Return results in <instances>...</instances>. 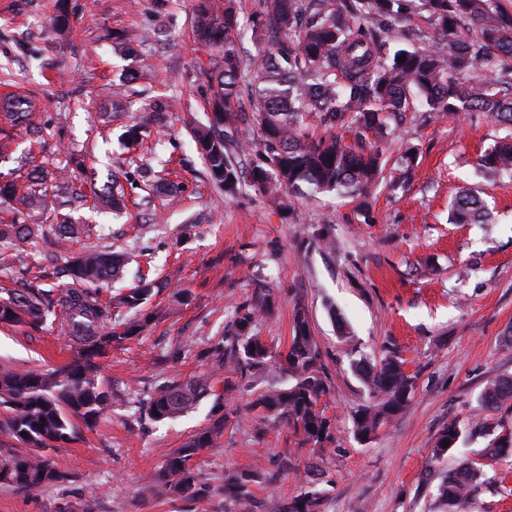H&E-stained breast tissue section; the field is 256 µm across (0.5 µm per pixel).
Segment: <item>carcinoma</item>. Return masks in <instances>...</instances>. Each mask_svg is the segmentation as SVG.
Returning <instances> with one entry per match:
<instances>
[{"label":"carcinoma","instance_id":"1","mask_svg":"<svg viewBox=\"0 0 512 512\" xmlns=\"http://www.w3.org/2000/svg\"><path fill=\"white\" fill-rule=\"evenodd\" d=\"M410 0H260L259 35L254 58L257 70L248 76L233 33L239 26L234 0H197L193 28L198 43L215 54L212 66L200 69L211 91L207 120L187 119L194 142L203 156L212 182L228 196L244 186L270 199L307 192L347 194L359 199L368 212V189L378 181L384 161L367 136L382 139L391 125L399 124L419 100L440 118H457L465 112H486L499 124L512 126V17L494 8V0H422L434 18L440 36L422 45L413 44L389 54L384 37L407 15ZM406 56L403 62L400 56ZM249 102L250 113L235 107ZM5 120L14 126L33 127L31 103L14 97L0 104ZM315 114L326 135L313 137L306 119ZM259 129V149L248 175H243L232 151L251 149L239 138L246 121ZM478 165L493 176L512 172V139L495 142L479 156ZM28 192L17 197L14 181L0 186V198L20 200L26 210L11 223L0 224V239L21 241L43 232L42 197L48 186L42 173H24ZM455 224H486L483 200L471 190H461L451 205ZM85 230L62 219L56 225L58 243L65 244ZM125 259L101 250L99 245L71 253L62 269L71 287L54 294L27 283L4 289L0 297V324L41 328L58 323L79 357L53 370L6 371L0 374V408L6 415L0 430L31 448L25 456L0 463V483L25 493L61 483L67 474L42 451L71 440L78 417L93 424L112 401L100 388V366L112 343L133 334L131 325L120 335L101 333L112 310L140 309L157 287L139 278L138 286L118 292L109 302L100 289L123 272ZM269 304V294L259 289L237 311L234 332L215 348L214 364L230 366L242 374L257 375L266 369L271 351L251 334L258 314ZM380 363L355 369L368 394L366 404L353 415L355 435L367 441L384 424L394 421L411 402L416 376L404 370L395 345L383 347ZM283 371L287 379L270 382L257 395L255 405L278 424L293 428L301 441L323 448L330 439V420L321 402L329 388L321 370V354L303 314L296 315ZM210 379L198 377L184 385L161 383L148 395L141 410L153 421L174 419L210 395ZM512 400V378L490 381L476 407V426L488 437L484 457L512 452V430L489 424L483 414ZM211 425L201 429L166 459L148 489L194 501L193 460L223 432L227 414L211 409ZM462 431L451 419L439 430L426 466L458 449ZM257 471H224V494L237 512H253L251 483ZM485 481L484 463L461 461L455 472L441 478L437 499L448 512H465L471 489ZM322 491L311 480L283 512H318Z\"/></svg>","mask_w":512,"mask_h":512}]
</instances>
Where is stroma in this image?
Here are the masks:
<instances>
[{
  "instance_id": "1",
  "label": "stroma",
  "mask_w": 512,
  "mask_h": 512,
  "mask_svg": "<svg viewBox=\"0 0 512 512\" xmlns=\"http://www.w3.org/2000/svg\"><path fill=\"white\" fill-rule=\"evenodd\" d=\"M194 5L67 0L70 27L59 34L51 27L58 0H0V88L17 84L33 95L43 127L9 130L0 173L32 156L42 161L58 186L47 209L97 225L100 245L129 255L123 287L145 272L158 282L136 315L141 332L100 360L111 405L94 426L76 422L72 440L51 453L69 480L35 495L0 484V512H231L228 468L263 471L251 487L255 512H283L310 463L320 472L319 512H448L422 480L436 434L451 418L464 432L437 473L480 454L487 440L473 431L479 395L488 381L512 377V177H485L477 168L481 151L512 129L482 112L457 119L409 113L382 145L386 167L370 191V224L355 200L333 193L292 196L284 208L247 187L225 196L183 125L188 114L205 120L210 95L199 77L210 56L193 34ZM124 30L142 37L133 52L112 40ZM139 66L146 79L125 82V70ZM154 100L174 109L128 151L125 131ZM410 146L419 156L405 176L400 157ZM71 153L84 159V171H57V160ZM113 180L125 192V213L84 205L83 196ZM462 187L486 200L490 223H450L449 203ZM324 234L335 250L320 247ZM0 252L10 257L0 263V287L28 278L33 252L44 267L40 287L60 285L54 234L34 246L6 239ZM260 286L270 311L254 332L272 366L288 350L296 311L308 317L331 388L324 450L303 445L291 429L264 426L252 407L261 381L243 379L228 393L232 369L211 372L213 347ZM389 342L416 377L415 396L361 443L352 415L367 394L354 365L379 363ZM75 356L56 331L0 324V373L54 369ZM207 373L215 393L187 414L154 422L141 412L157 384ZM218 393L228 414L224 433L194 461L203 499L146 495L169 453L208 426ZM485 471L489 481L470 512H512V455L488 461Z\"/></svg>"
}]
</instances>
